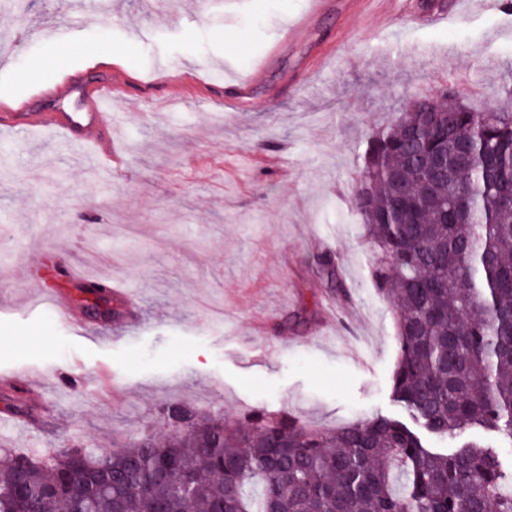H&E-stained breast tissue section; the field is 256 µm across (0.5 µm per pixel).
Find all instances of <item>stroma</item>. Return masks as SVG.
<instances>
[{
	"mask_svg": "<svg viewBox=\"0 0 512 512\" xmlns=\"http://www.w3.org/2000/svg\"><path fill=\"white\" fill-rule=\"evenodd\" d=\"M470 2L344 0L284 45L309 0H0V105L37 88L36 108L79 109L48 96L58 66L29 72L62 56L54 27L71 73L109 63L130 82L113 173L49 135L0 138V379L35 381L25 396L0 386V454L114 448L163 431L171 400L232 425L256 408L319 429L399 414L394 308L351 189L368 136L410 97L451 87L475 110L498 104L512 9ZM161 58L182 72L176 111L144 86ZM261 66L256 106L237 104L233 79ZM59 252L138 289L140 325L115 299L78 327L31 307L32 269L85 307Z\"/></svg>",
	"mask_w": 512,
	"mask_h": 512,
	"instance_id": "obj_1",
	"label": "stroma"
}]
</instances>
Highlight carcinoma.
<instances>
[{
	"label": "carcinoma",
	"mask_w": 512,
	"mask_h": 512,
	"mask_svg": "<svg viewBox=\"0 0 512 512\" xmlns=\"http://www.w3.org/2000/svg\"><path fill=\"white\" fill-rule=\"evenodd\" d=\"M512 111L420 96L374 130L352 201L393 299L398 358L377 414L329 432L255 410L229 426L172 401L170 434L0 462V512H512ZM470 440H478L484 445H489L492 447L502 446L499 436L494 432H487L483 430H468L465 433L457 435L456 437H448V439H430V445L434 448H437L441 451L452 448H456L460 446L465 441Z\"/></svg>",
	"instance_id": "carcinoma-1"
}]
</instances>
